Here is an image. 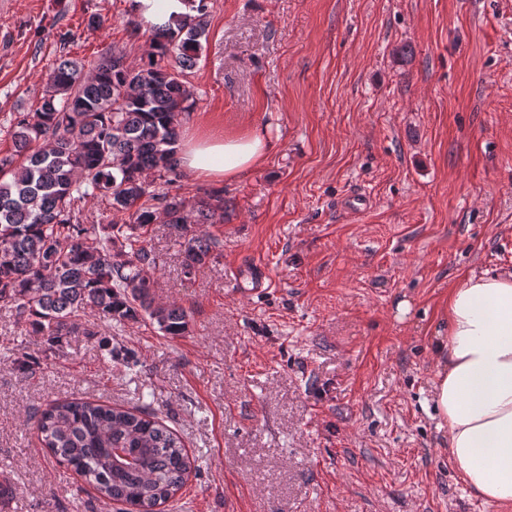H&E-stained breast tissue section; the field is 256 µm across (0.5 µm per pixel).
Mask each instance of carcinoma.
Here are the masks:
<instances>
[{
  "instance_id": "obj_1",
  "label": "carcinoma",
  "mask_w": 512,
  "mask_h": 512,
  "mask_svg": "<svg viewBox=\"0 0 512 512\" xmlns=\"http://www.w3.org/2000/svg\"><path fill=\"white\" fill-rule=\"evenodd\" d=\"M188 2L194 14L154 29L136 62L106 50L88 69L60 56L40 108L12 120L14 153L0 157V304L48 351H63L87 312L109 323L147 317L165 336L188 329V309L155 303L158 261L143 238L149 225H169L184 239L190 274L218 246L188 235L190 225L224 221V191L193 201L172 191L179 127L194 106L184 76L208 41V0ZM97 197L128 222L85 214ZM34 424L57 462L119 512H156L192 472L180 438L147 406L56 400Z\"/></svg>"
}]
</instances>
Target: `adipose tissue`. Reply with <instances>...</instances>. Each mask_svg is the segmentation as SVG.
<instances>
[{
	"instance_id": "obj_1",
	"label": "adipose tissue",
	"mask_w": 512,
	"mask_h": 512,
	"mask_svg": "<svg viewBox=\"0 0 512 512\" xmlns=\"http://www.w3.org/2000/svg\"><path fill=\"white\" fill-rule=\"evenodd\" d=\"M149 28L188 15L186 0H134ZM268 151L256 131L187 137L182 169L224 180L256 167ZM448 332L440 340L433 400L448 427V453L482 499L512 503V271L471 272L448 290Z\"/></svg>"
}]
</instances>
